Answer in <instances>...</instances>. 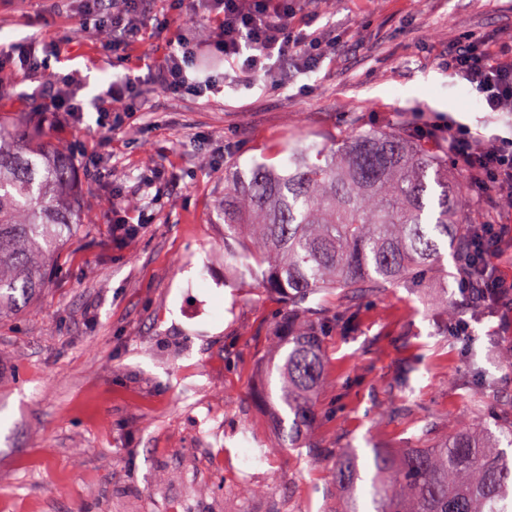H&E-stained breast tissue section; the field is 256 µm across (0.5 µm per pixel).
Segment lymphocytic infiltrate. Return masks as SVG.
Wrapping results in <instances>:
<instances>
[{
    "label": "lymphocytic infiltrate",
    "instance_id": "lymphocytic-infiltrate-1",
    "mask_svg": "<svg viewBox=\"0 0 512 512\" xmlns=\"http://www.w3.org/2000/svg\"><path fill=\"white\" fill-rule=\"evenodd\" d=\"M300 10L301 0H192L189 8L191 14L210 22L208 44L224 60L238 64L252 80L276 87L317 70L330 49L329 43L297 23ZM153 15V0H86L81 29L107 33L104 48L124 61L128 49L144 41ZM68 45L65 39L35 38L1 43L0 73H40L49 89L46 111L73 116L89 107L99 112H135L145 84L168 95L198 97L224 88L217 75L194 76L198 45L178 33L168 40L160 60L144 59L137 70L117 77L103 94L87 102L78 99L74 77L49 69V57L58 56ZM448 70L468 83L489 111L512 107V49L495 50L484 41L462 37L448 51ZM445 129L448 152L467 170L474 199L512 195V137L479 141L465 126L451 122ZM511 235L512 226L506 224L479 225L474 270L458 283L469 310L512 311V280L501 275L497 264L502 243Z\"/></svg>",
    "mask_w": 512,
    "mask_h": 512
}]
</instances>
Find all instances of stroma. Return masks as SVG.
<instances>
[{"instance_id":"35a3bbf8","label":"stroma","mask_w":512,"mask_h":512,"mask_svg":"<svg viewBox=\"0 0 512 512\" xmlns=\"http://www.w3.org/2000/svg\"><path fill=\"white\" fill-rule=\"evenodd\" d=\"M81 0H0V43L71 37L51 69L91 99L120 74L101 37L80 29ZM336 41L319 70L288 88L227 78L204 97L147 87L119 133L103 113L45 121L76 156L88 217L68 238L36 301L0 319V512H334L332 469L346 448H413L473 408L471 357L496 376L482 408L512 403L507 319L467 312L473 338L439 328L436 302L459 305L456 281L428 275L362 302L356 331L324 336L326 388L309 446L284 447L268 403L270 338L280 298L224 268V164H281L291 138L322 144L351 131H403L448 120L485 139L512 134L451 75L449 41L512 44V0H338L312 5ZM47 85L13 77L0 116L40 112ZM144 217L134 237L121 212ZM408 382L410 399L398 384ZM244 485L262 487L245 498Z\"/></svg>"}]
</instances>
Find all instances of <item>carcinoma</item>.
<instances>
[{
	"instance_id": "1",
	"label": "carcinoma",
	"mask_w": 512,
	"mask_h": 512,
	"mask_svg": "<svg viewBox=\"0 0 512 512\" xmlns=\"http://www.w3.org/2000/svg\"><path fill=\"white\" fill-rule=\"evenodd\" d=\"M415 131H355L327 144L288 141L281 166H224V268L281 295L288 321L276 336L280 405L288 447L308 440L324 389L321 339L356 327L369 297L410 286L422 271L448 273L443 251L462 253L469 179L448 180ZM74 155L34 127L0 120V315L36 297L60 244L85 223L75 196ZM333 311L322 308L329 296ZM474 407L496 380L472 366ZM417 448H354L336 455V512H512V407L494 427L474 416Z\"/></svg>"
}]
</instances>
